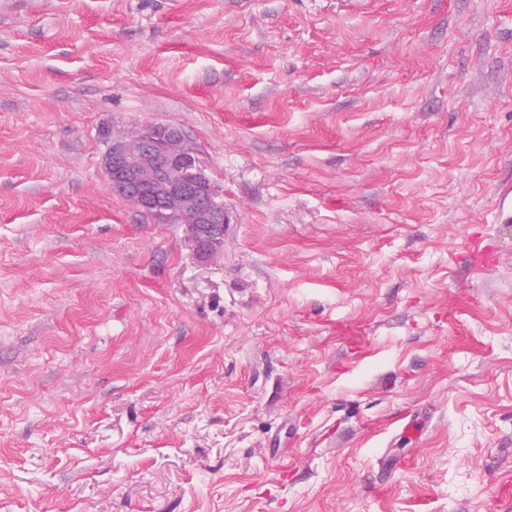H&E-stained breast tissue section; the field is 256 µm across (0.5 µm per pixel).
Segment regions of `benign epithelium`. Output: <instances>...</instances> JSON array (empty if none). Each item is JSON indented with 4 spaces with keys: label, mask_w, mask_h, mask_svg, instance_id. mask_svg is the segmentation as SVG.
<instances>
[{
    "label": "benign epithelium",
    "mask_w": 512,
    "mask_h": 512,
    "mask_svg": "<svg viewBox=\"0 0 512 512\" xmlns=\"http://www.w3.org/2000/svg\"><path fill=\"white\" fill-rule=\"evenodd\" d=\"M182 136L179 128L162 123L143 128L140 150L151 155L165 174L174 173L175 180L166 181L168 191L183 196L189 210L186 222L194 225L189 233L196 256L204 261L218 253L224 244V207L212 200V193L199 178L193 152H172L170 139ZM110 165L113 179L110 187L137 208L163 215L162 200L154 192H145L134 181L135 154L118 141L112 144Z\"/></svg>",
    "instance_id": "7a95c632"
}]
</instances>
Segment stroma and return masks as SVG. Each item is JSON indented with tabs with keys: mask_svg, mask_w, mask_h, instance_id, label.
<instances>
[{
	"mask_svg": "<svg viewBox=\"0 0 512 512\" xmlns=\"http://www.w3.org/2000/svg\"><path fill=\"white\" fill-rule=\"evenodd\" d=\"M0 512H512V0H0ZM182 137L179 128L162 123L146 125L141 134L140 150L151 155L163 173H176V180L167 178L168 191L183 196L189 210L186 222L196 224L189 238L196 256L208 261L217 254L224 244V207L212 200V193L199 178L197 159L193 152L184 150L174 153L170 148V139ZM150 158H143L137 169V179L142 185L155 190L162 181L161 172ZM175 194L166 198L167 212L175 217L183 208L181 199ZM112 157L110 165L113 172L110 178V187L113 191L119 193L128 199L137 208L163 216L162 200L154 192H144L134 181L135 154L126 148V146L117 141L112 143ZM105 155V161L109 151Z\"/></svg>",
	"mask_w": 512,
	"mask_h": 512,
	"instance_id": "obj_1",
	"label": "stroma"
}]
</instances>
